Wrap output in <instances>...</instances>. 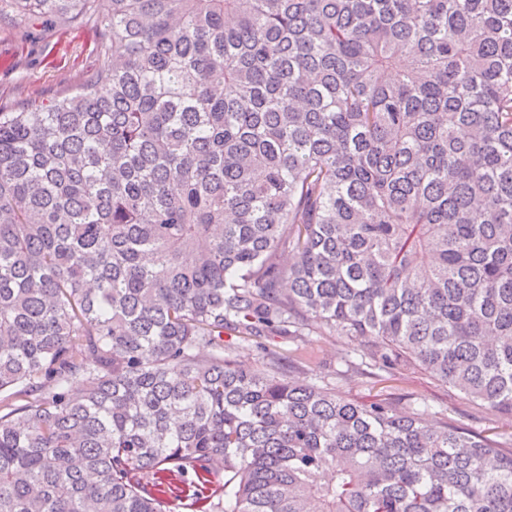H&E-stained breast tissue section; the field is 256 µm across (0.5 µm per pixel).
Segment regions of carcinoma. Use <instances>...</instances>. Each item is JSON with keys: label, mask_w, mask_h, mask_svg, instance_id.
Returning <instances> with one entry per match:
<instances>
[{"label": "carcinoma", "mask_w": 512, "mask_h": 512, "mask_svg": "<svg viewBox=\"0 0 512 512\" xmlns=\"http://www.w3.org/2000/svg\"><path fill=\"white\" fill-rule=\"evenodd\" d=\"M10 3L102 65L0 107V512H512V436L289 377L512 416V0ZM356 343L349 342L344 336L334 333L332 336H309L308 341L302 346L303 352L310 357L305 374L295 375L305 377L309 382H317L322 379L325 374L332 377L336 392L347 394L351 397L360 399H369L376 393L379 387L386 384H379L375 387V379L368 374L361 373L356 370L348 372H340L346 370V365L341 361L342 353L346 350L353 351ZM333 371H338L335 374ZM230 344L235 355H239L241 359L250 362L254 369L263 371L264 365L260 355L252 347L251 341L242 337L224 335V344ZM392 385L404 398H413L422 417L433 426H441L448 417V422L457 420L476 431H512V418L509 416L481 411L459 396L448 393L447 387L422 373L405 371L402 379ZM420 398L424 399L425 405L418 403Z\"/></svg>", "instance_id": "obj_1"}]
</instances>
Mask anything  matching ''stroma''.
<instances>
[{
  "mask_svg": "<svg viewBox=\"0 0 512 512\" xmlns=\"http://www.w3.org/2000/svg\"><path fill=\"white\" fill-rule=\"evenodd\" d=\"M96 43V27L91 23L74 26L60 18L44 24H1L0 106L43 103L73 91L101 63ZM353 348L352 342L337 333L309 337L303 347L309 357L306 380L317 382L329 374L337 392L370 398L376 392L373 377L346 370L341 360ZM395 387L403 397L419 401V410L431 425L451 419L476 431H512V417L482 411L422 373L404 372Z\"/></svg>",
  "mask_w": 512,
  "mask_h": 512,
  "instance_id": "stroma-1",
  "label": "stroma"
}]
</instances>
